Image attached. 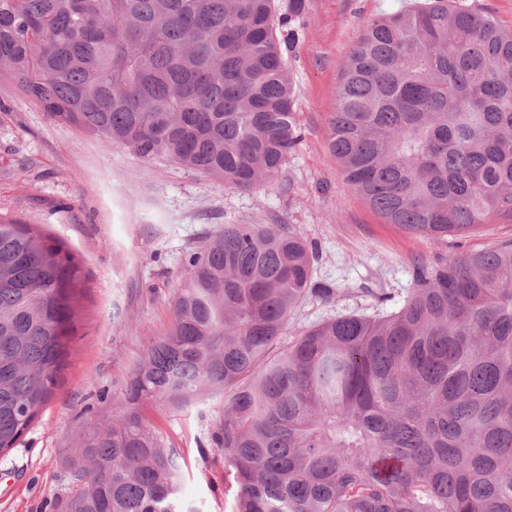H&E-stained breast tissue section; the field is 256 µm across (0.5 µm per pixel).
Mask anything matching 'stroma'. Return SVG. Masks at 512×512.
<instances>
[{
  "instance_id": "obj_1",
  "label": "stroma",
  "mask_w": 512,
  "mask_h": 512,
  "mask_svg": "<svg viewBox=\"0 0 512 512\" xmlns=\"http://www.w3.org/2000/svg\"><path fill=\"white\" fill-rule=\"evenodd\" d=\"M422 2L306 0L288 61L303 138L281 176L248 189L55 122L16 83L0 80V215L65 242L86 286L51 398L0 456V512H59L75 487L71 461L81 436L111 414L113 397L172 322L190 255L225 225H286L312 246L315 278L334 299H308L289 318L288 337L338 316L389 314L413 288L416 267L512 239V224L496 218L441 239L386 223L346 182L328 146L340 67L366 24ZM146 414L183 457L182 498L199 512H230L234 493L212 442L223 397L150 406Z\"/></svg>"
}]
</instances>
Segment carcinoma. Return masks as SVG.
Returning a JSON list of instances; mask_svg holds the SVG:
<instances>
[{"instance_id":"1","label":"carcinoma","mask_w":512,"mask_h":512,"mask_svg":"<svg viewBox=\"0 0 512 512\" xmlns=\"http://www.w3.org/2000/svg\"><path fill=\"white\" fill-rule=\"evenodd\" d=\"M0 0V79L54 120L239 187L301 139L286 57L305 0ZM328 143L388 224L431 239L512 221V31L427 0L366 25ZM62 242L0 216V455L52 396L81 311ZM313 255L226 224L189 258L173 322L81 439L61 512H198L144 407L224 396L231 512H512V240L417 278L381 317L280 336Z\"/></svg>"}]
</instances>
